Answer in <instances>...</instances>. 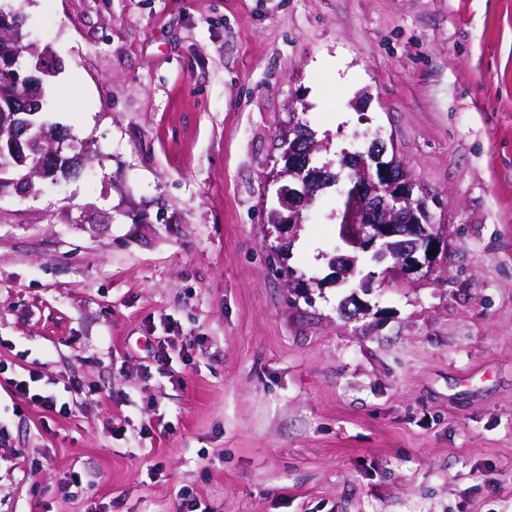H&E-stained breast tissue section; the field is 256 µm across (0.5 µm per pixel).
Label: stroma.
Here are the masks:
<instances>
[{
    "label": "stroma",
    "mask_w": 512,
    "mask_h": 512,
    "mask_svg": "<svg viewBox=\"0 0 512 512\" xmlns=\"http://www.w3.org/2000/svg\"><path fill=\"white\" fill-rule=\"evenodd\" d=\"M0 9L85 153L0 194V512H512V0ZM293 110L315 165L378 138L436 194L435 271L337 282L340 183L275 262ZM40 380V375L36 370L28 371V380L27 379H14L12 385L14 387V394L25 400L28 403L38 404L43 408L56 410L57 409V400L51 394H42L40 392H36V390L32 387V383H36Z\"/></svg>",
    "instance_id": "35a3bbf8"
}]
</instances>
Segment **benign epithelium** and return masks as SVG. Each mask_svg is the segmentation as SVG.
Segmentation results:
<instances>
[{"label": "benign epithelium", "instance_id": "7a95c632", "mask_svg": "<svg viewBox=\"0 0 512 512\" xmlns=\"http://www.w3.org/2000/svg\"><path fill=\"white\" fill-rule=\"evenodd\" d=\"M11 36L21 44L18 52L0 62V70L21 90V95L7 106H0V152L10 151L17 166L33 161L32 174L56 181L58 171L71 172L80 164L78 154L69 155L72 145L62 132L41 127L32 131L29 117L40 112L42 81L33 76L27 57L34 49L22 44L20 26L11 30ZM301 121L291 118L288 131L281 141L283 154L288 156V168L272 170L266 177L267 185H275L277 203L275 212L277 233L285 224L301 222V210L313 199L312 183L320 180L324 171L310 167V156L316 150L309 134L301 135ZM349 169L350 187L344 193L345 202L340 211L342 239L350 246L373 253L378 263L388 259L406 271L418 272L431 266L430 244L441 245L443 229L433 222L428 201L435 196L425 190L414 197L416 183L409 177L402 163L393 154L386 157L381 141L372 142L369 150L351 161L342 162ZM288 183H282V180Z\"/></svg>", "mask_w": 512, "mask_h": 512}]
</instances>
